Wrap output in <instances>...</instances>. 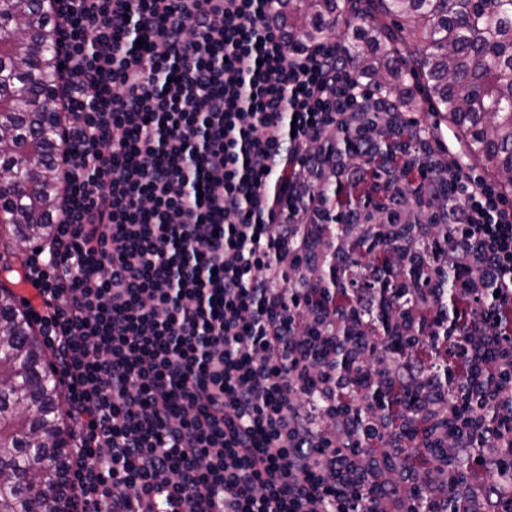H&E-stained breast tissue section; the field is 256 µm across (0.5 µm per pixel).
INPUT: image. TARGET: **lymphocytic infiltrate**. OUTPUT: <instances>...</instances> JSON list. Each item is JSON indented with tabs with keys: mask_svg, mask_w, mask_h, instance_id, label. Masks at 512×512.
Returning a JSON list of instances; mask_svg holds the SVG:
<instances>
[{
	"mask_svg": "<svg viewBox=\"0 0 512 512\" xmlns=\"http://www.w3.org/2000/svg\"><path fill=\"white\" fill-rule=\"evenodd\" d=\"M51 3L64 184L19 280L66 389L74 512H405L406 488L443 496L444 460L416 453L413 474L388 479L371 448L397 454L405 395L447 412L425 368L431 340L457 349L452 386L487 364L475 346L495 347L487 387L512 395V199L499 182L416 116L403 138H422L424 162L366 139L356 167L328 162L321 145L366 89L336 44L290 49L279 0ZM332 172L348 192L319 189ZM373 235L382 245L364 248ZM443 255L389 323L408 347L390 354L366 315L373 286ZM379 380L390 397L375 407ZM409 428L407 442L423 440Z\"/></svg>",
	"mask_w": 512,
	"mask_h": 512,
	"instance_id": "f902f5d3",
	"label": "lymphocytic infiltrate"
}]
</instances>
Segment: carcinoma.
<instances>
[{
  "label": "carcinoma",
  "mask_w": 512,
  "mask_h": 512,
  "mask_svg": "<svg viewBox=\"0 0 512 512\" xmlns=\"http://www.w3.org/2000/svg\"><path fill=\"white\" fill-rule=\"evenodd\" d=\"M280 21L288 42L306 48L326 39L341 22L357 20V42L343 48L372 96L356 109L355 125L336 138V151H358V128L389 146L402 115L415 109L416 93L456 129L469 161L512 192V0H283ZM57 31L37 0H0V168L24 186L0 202V225L15 242H40L53 231L51 205L59 194L54 174L59 117L55 85L60 60ZM411 300L385 306L377 318L406 313ZM481 373L447 399L470 400ZM62 387L49 371L44 349L6 282L0 281V512H63L68 488L52 470L69 469L58 445L72 429L60 412ZM458 415L434 420L431 454L440 438L459 433L465 452H497L499 469L481 474L465 461L448 462L444 512H467L458 488L512 484V398L487 399L480 426L459 429ZM407 512H434L419 491Z\"/></svg>",
  "instance_id": "obj_1"
}]
</instances>
